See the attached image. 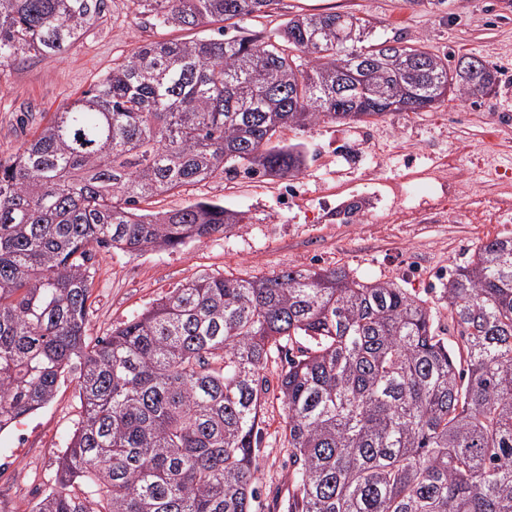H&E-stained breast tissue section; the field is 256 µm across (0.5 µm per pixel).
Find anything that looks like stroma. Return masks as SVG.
<instances>
[{"label":"stroma","instance_id":"obj_1","mask_svg":"<svg viewBox=\"0 0 512 512\" xmlns=\"http://www.w3.org/2000/svg\"><path fill=\"white\" fill-rule=\"evenodd\" d=\"M129 0H105L98 19L65 53L33 56L0 70V158H8L64 104L146 42L216 38L219 24L161 29L133 18ZM351 11L372 39L421 43L449 66L477 56L496 68L494 93L448 97L428 112L286 129L310 159L291 178L218 173L156 197L167 211L210 200L243 212L244 224L175 250L93 252L88 337L105 336L186 282L225 272L240 278L295 267L343 266L366 280L392 281L440 308L448 272L483 240L512 234V0H283L235 32L279 28L297 13ZM459 196L449 201V184ZM363 201L360 212L345 209ZM75 377L53 401L0 433V512H33L56 486V458L79 418ZM258 497L252 512H275L288 492L285 411L269 398L261 416Z\"/></svg>","mask_w":512,"mask_h":512}]
</instances>
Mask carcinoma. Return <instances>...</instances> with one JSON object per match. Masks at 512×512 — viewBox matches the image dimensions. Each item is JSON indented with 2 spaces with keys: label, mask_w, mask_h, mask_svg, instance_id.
<instances>
[{
  "label": "carcinoma",
  "mask_w": 512,
  "mask_h": 512,
  "mask_svg": "<svg viewBox=\"0 0 512 512\" xmlns=\"http://www.w3.org/2000/svg\"><path fill=\"white\" fill-rule=\"evenodd\" d=\"M191 30L280 0H130ZM104 0H0V67L61 54ZM345 12L295 14L262 37L152 41L0 159V432L76 373L81 413L34 512H250L262 375L292 467L288 512H512V237L428 300L346 267L187 282L94 341L93 247L180 248L244 223L207 200L144 203L227 170L293 177L283 128L421 112L487 95L498 73L420 43L372 40ZM356 29L357 40L349 39Z\"/></svg>",
  "instance_id": "obj_1"
}]
</instances>
